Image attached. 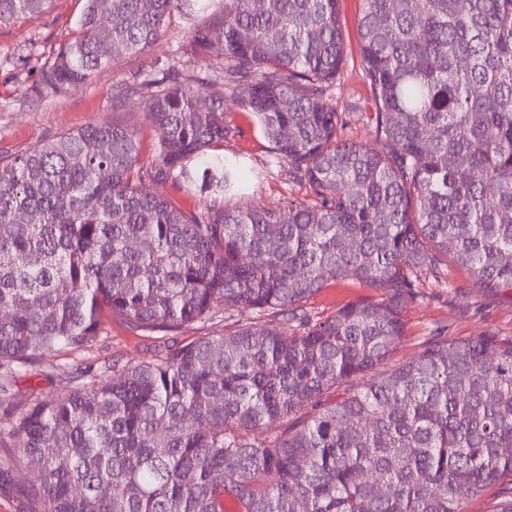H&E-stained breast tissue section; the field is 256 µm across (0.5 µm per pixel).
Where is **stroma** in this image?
I'll return each mask as SVG.
<instances>
[{"label": "stroma", "instance_id": "35a3bbf8", "mask_svg": "<svg viewBox=\"0 0 512 512\" xmlns=\"http://www.w3.org/2000/svg\"><path fill=\"white\" fill-rule=\"evenodd\" d=\"M83 8L84 0H52L49 9L35 20L0 25V153L22 155L60 134L110 120L139 128L141 155L152 156L160 132L145 122L142 102L130 101L126 110L116 112L112 98L130 74L146 78L179 58L191 21L178 11H171L160 40L150 50L115 60L78 90L39 91L42 68L64 43L78 35ZM362 10L363 0L340 2L346 63L336 88V100L350 111V136L369 144L374 134L364 115L369 107L370 88L360 58L358 20ZM225 120L230 128L228 138L209 148L206 156L191 158L187 166L197 176L212 158L229 161L235 174L232 191L214 192L197 180L188 182L174 171L160 185V192L186 209L215 206L229 211L253 206L278 210L286 208L290 200L305 196V186L292 181L287 164L277 162L272 144L252 113L236 109L228 112ZM448 280L450 285L446 288L426 286L423 297L408 306L404 314L405 335L392 354V361L416 353L423 338L441 323L447 324L452 340L487 334L512 336V291L477 287L467 271L456 266L449 267ZM367 294V289L352 281L332 283L311 297L306 309L311 316L323 318ZM237 318L236 311L230 310L171 331H146L135 328L123 316H113L106 334L95 345L82 350L63 349L23 369L15 379L12 396L22 402L34 394L66 392L75 373L83 368L99 369L117 358L146 361L202 337L224 335L233 329Z\"/></svg>", "mask_w": 512, "mask_h": 512}]
</instances>
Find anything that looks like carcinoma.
I'll return each instance as SVG.
<instances>
[{
	"instance_id": "obj_1",
	"label": "carcinoma",
	"mask_w": 512,
	"mask_h": 512,
	"mask_svg": "<svg viewBox=\"0 0 512 512\" xmlns=\"http://www.w3.org/2000/svg\"><path fill=\"white\" fill-rule=\"evenodd\" d=\"M50 2L0 0V24ZM339 2L85 0L45 87L153 47L173 10L200 17L192 71L135 75L112 100L143 102L154 164L138 130L104 120L0 154V494L39 512H224L227 497L238 512H462L497 486L493 512H512V337L439 325L385 367L448 263L512 290V0H363L371 145L331 94ZM216 39L224 61L206 64ZM231 108L310 198L191 211L144 189L193 179L186 161L227 138ZM345 280L384 294L312 319L308 299ZM229 308L250 317L223 336L11 399L19 371L97 343L112 314L160 331Z\"/></svg>"
}]
</instances>
